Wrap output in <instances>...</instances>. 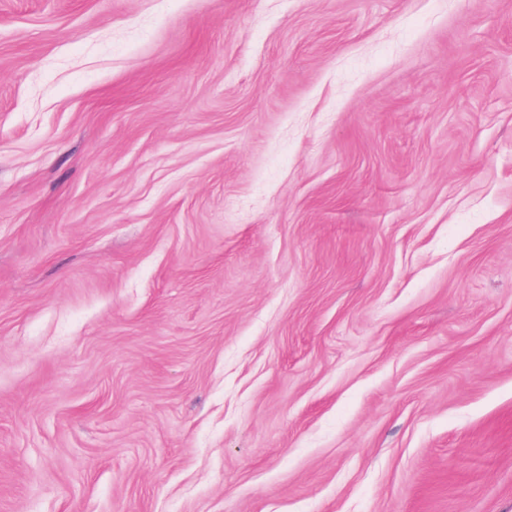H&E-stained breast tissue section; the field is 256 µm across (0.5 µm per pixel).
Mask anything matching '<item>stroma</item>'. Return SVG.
Segmentation results:
<instances>
[{
    "label": "stroma",
    "instance_id": "1",
    "mask_svg": "<svg viewBox=\"0 0 512 512\" xmlns=\"http://www.w3.org/2000/svg\"><path fill=\"white\" fill-rule=\"evenodd\" d=\"M0 512H512V0H0Z\"/></svg>",
    "mask_w": 512,
    "mask_h": 512
}]
</instances>
